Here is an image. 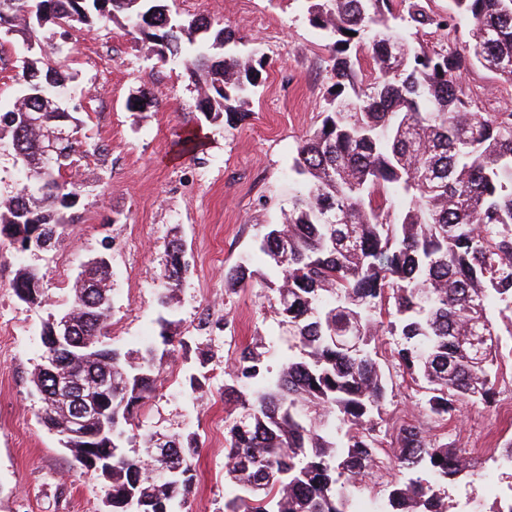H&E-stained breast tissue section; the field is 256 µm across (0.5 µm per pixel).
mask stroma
Listing matches in <instances>:
<instances>
[{
    "label": "stroma",
    "instance_id": "1",
    "mask_svg": "<svg viewBox=\"0 0 512 512\" xmlns=\"http://www.w3.org/2000/svg\"><path fill=\"white\" fill-rule=\"evenodd\" d=\"M181 15L205 13L235 30L241 46L263 54L266 80L250 98L248 118L235 128L207 120L188 71L158 64L149 45L117 23L93 31L46 28L41 39L63 45L68 91L83 121L80 133L98 140L101 154L76 157L82 181L76 221L51 250L19 254L0 242V512H105L99 479L81 469L55 432L31 374L40 361V332L49 315L66 309L82 265L107 253L112 267L115 346L156 342L166 286L165 250L180 238L191 271L170 319L173 346L161 362L155 391L127 430L130 455L144 453L142 436L196 434L197 478L181 512H224V371L238 347L261 336L270 366L288 354L268 291L258 284L229 290L224 273L246 263L266 271L259 250L263 227L278 223L301 185L290 170L303 137L320 125L332 83L329 41L308 22V0H168ZM160 105L128 109L138 91ZM475 110L512 105V86L476 68L464 80ZM195 134L194 153L179 154V137ZM37 269L46 302H20L10 283L18 265ZM395 337L380 335L389 403L381 453H390L394 426L422 423L430 437L475 451L476 476L449 485L446 512H505L512 503V463L500 450L512 442V338L503 337L492 404L466 402L441 421L421 412L423 392L390 357ZM203 373L191 390L190 374Z\"/></svg>",
    "mask_w": 512,
    "mask_h": 512
}]
</instances>
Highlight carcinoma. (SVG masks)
I'll list each match as a JSON object with an SVG mask.
<instances>
[{
	"label": "carcinoma",
	"mask_w": 512,
	"mask_h": 512,
	"mask_svg": "<svg viewBox=\"0 0 512 512\" xmlns=\"http://www.w3.org/2000/svg\"><path fill=\"white\" fill-rule=\"evenodd\" d=\"M309 2L310 25L332 40L334 89L292 160L305 191L281 223L264 227L260 251L275 277L241 265L225 274L231 289L255 277L274 293L288 356L273 373L251 343L225 373L234 411L225 420L224 484L233 496L224 512H346L350 493L379 464L376 426L388 387L372 347L378 329L399 337L392 357L423 383L424 409L441 419L495 394L502 332L489 300L512 337V109L472 111L462 82L478 67L512 86V0H448L444 14L408 7L414 28L448 37L460 23L471 26L462 53L430 52L401 34L391 24L395 0ZM107 22L149 42L158 62L191 71L198 107L212 121L244 120L262 81L265 58L241 54L234 32L202 14L172 13L165 0H0V30L25 55L16 95L0 113V155L12 158L21 180L0 198V239L12 245L37 229L46 248L55 245L81 197L73 156L103 151L74 137L64 161L40 169L41 144L68 110L53 100L65 85L64 48L32 38L48 26ZM364 48L375 64L367 81L358 75ZM157 106L144 93L127 101L140 112ZM188 271L174 238L162 307ZM111 277L102 255L76 277L69 344L56 345L54 318L42 325L34 387L52 386L50 358L79 381L72 398L46 399L42 421L80 466L100 458L96 477L112 512H176L195 482L197 446L171 438L176 472L165 483L148 468L162 464L153 435L142 437L148 459L125 452V425L155 389L160 359L152 345L132 361L109 342ZM11 288L24 303L45 301L31 267L16 270ZM87 403L103 406L112 427L88 419L85 432L65 434L68 417ZM395 445L400 478L387 484L380 512H442L435 485L475 475L467 449L431 439L418 421L396 428Z\"/></svg>",
	"instance_id": "cac0c4a2"
}]
</instances>
